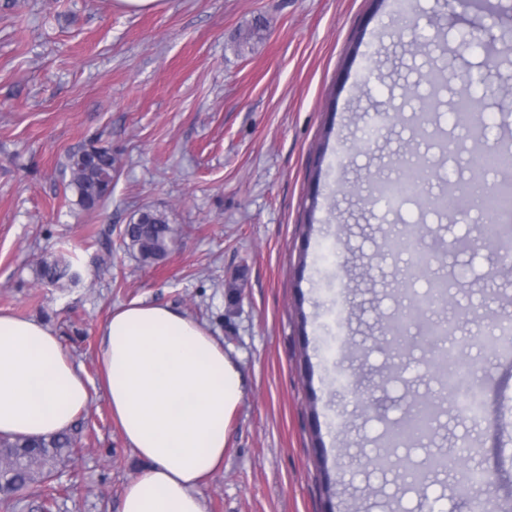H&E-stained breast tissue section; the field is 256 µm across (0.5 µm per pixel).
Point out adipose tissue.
I'll return each mask as SVG.
<instances>
[{
	"label": "adipose tissue",
	"mask_w": 512,
	"mask_h": 512,
	"mask_svg": "<svg viewBox=\"0 0 512 512\" xmlns=\"http://www.w3.org/2000/svg\"><path fill=\"white\" fill-rule=\"evenodd\" d=\"M104 390L126 444L144 462L120 512H207L198 489L223 470L242 374L209 329L169 307L133 301L105 321ZM90 389L51 328L0 312V435L67 430Z\"/></svg>",
	"instance_id": "obj_1"
}]
</instances>
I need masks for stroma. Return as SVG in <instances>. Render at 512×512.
Returning <instances> with one entry per match:
<instances>
[{"label": "stroma", "mask_w": 512, "mask_h": 512, "mask_svg": "<svg viewBox=\"0 0 512 512\" xmlns=\"http://www.w3.org/2000/svg\"><path fill=\"white\" fill-rule=\"evenodd\" d=\"M435 68L450 90L421 115ZM469 94L486 144H512V0H412L405 17L395 0H158L141 12L0 0V310L44 321L91 382L59 512H118L141 466L98 362L103 324L135 300L204 323L244 377L224 469L200 487L207 512H512V356L487 343L512 318V248L472 242L471 225L494 221L474 207L452 219L364 203L408 169L428 196L471 180L430 136ZM93 138L111 146L115 177L86 212L64 164ZM146 206L179 230L158 265L124 242ZM416 224L432 233L415 276L408 255L380 245ZM60 254L81 283L40 285L38 262ZM436 276L450 300L426 316L451 324L482 380L475 419L441 390L418 324L404 378H391L384 322ZM343 370L369 407L337 397ZM411 393L442 412L412 453L388 451L382 434ZM441 453L464 466L433 467ZM484 470L490 486L461 498L463 477Z\"/></svg>", "instance_id": "obj_1"}]
</instances>
